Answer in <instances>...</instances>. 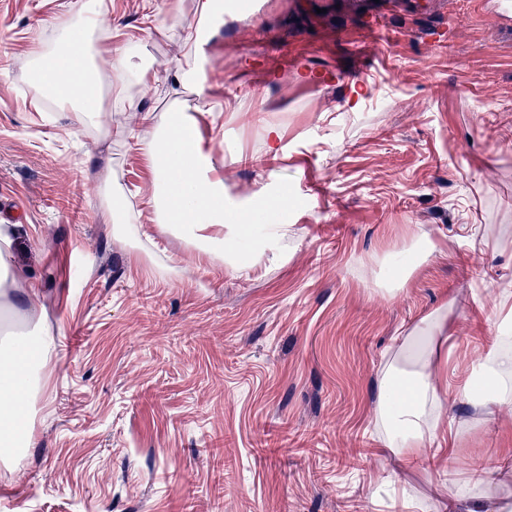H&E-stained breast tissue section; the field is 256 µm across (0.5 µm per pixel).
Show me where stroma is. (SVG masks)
<instances>
[{
  "label": "stroma",
  "mask_w": 512,
  "mask_h": 512,
  "mask_svg": "<svg viewBox=\"0 0 512 512\" xmlns=\"http://www.w3.org/2000/svg\"><path fill=\"white\" fill-rule=\"evenodd\" d=\"M105 29L176 56L194 0H106ZM66 0H0V220L55 339L36 445L0 476V512H417L472 491L512 503V405L452 448L408 461L380 446L378 373L401 336L447 306L466 378L512 289V8L504 0H224L207 48L201 132L227 154L224 188L287 189V264L236 275L180 238L110 237L86 183L108 153L129 206L147 177L124 142L77 134L28 86L21 56L53 41ZM379 21L381 35L367 29ZM331 70L338 82L310 75ZM282 151L269 158L265 129ZM436 254L380 287L416 230ZM288 426L317 454L268 455ZM365 456L355 467L351 449Z\"/></svg>",
  "instance_id": "stroma-1"
}]
</instances>
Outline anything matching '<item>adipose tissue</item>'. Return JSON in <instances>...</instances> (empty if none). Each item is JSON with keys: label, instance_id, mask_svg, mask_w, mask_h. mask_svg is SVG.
<instances>
[{"label": "adipose tissue", "instance_id": "adipose-tissue-1", "mask_svg": "<svg viewBox=\"0 0 512 512\" xmlns=\"http://www.w3.org/2000/svg\"><path fill=\"white\" fill-rule=\"evenodd\" d=\"M223 13L222 0H195L196 26L168 64L146 53L130 55L101 37L104 0H72L71 22L55 42L27 50L26 73L61 109L75 112L82 127L133 140L148 171L138 193L160 233L186 240L208 261L244 272L265 258L287 263L290 227L282 216L295 208V199L265 186L240 198L225 196L224 160L205 146L199 112L185 102L159 118L142 106L143 95L164 78L203 94L202 48ZM103 81L124 102L120 124H113L111 106L97 94ZM15 234V225L0 224V308L24 305L33 326L27 334L0 340V465L8 469L34 445L42 372L53 350L51 335L36 324L39 294L12 258ZM451 339L448 309L442 306L404 339L380 373L376 421L384 448L398 460L416 457L426 442L447 435L440 409L450 397ZM457 397L489 413L512 404V336L495 337Z\"/></svg>", "mask_w": 512, "mask_h": 512}]
</instances>
